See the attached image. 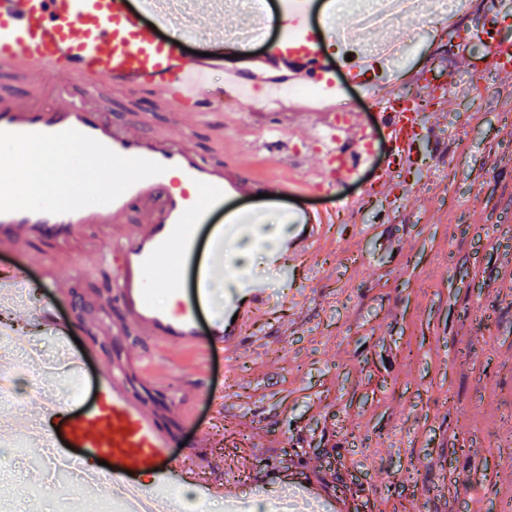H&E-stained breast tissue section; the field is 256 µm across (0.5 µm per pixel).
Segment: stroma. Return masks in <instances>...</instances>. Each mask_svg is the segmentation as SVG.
Segmentation results:
<instances>
[{
  "label": "stroma",
  "mask_w": 512,
  "mask_h": 512,
  "mask_svg": "<svg viewBox=\"0 0 512 512\" xmlns=\"http://www.w3.org/2000/svg\"><path fill=\"white\" fill-rule=\"evenodd\" d=\"M328 17L333 27H325ZM491 17L512 40V0H466L448 22L428 13L400 21L388 37L404 44L402 59L361 76L332 43L351 13L323 0H311L305 17L325 37L313 59L279 53L282 23L249 45L216 48L224 66L212 70L203 100L227 67L296 85L320 74L334 82L337 105L360 113L373 133L357 178L300 193L318 151L295 137L280 147L265 136L267 124L292 118L262 114L247 134L231 102L199 125L185 115L198 151L230 155L252 177L296 184L288 197H244L240 208L265 209L269 224L288 209L327 218L291 278L255 255L249 273L269 282L274 304L245 326L233 357L217 350L204 361L166 345L145 369L143 344L114 336L118 311L101 301L113 271L100 259V235L64 249L38 242L0 251V275L24 268L30 287L44 266L54 267L71 288L56 313L77 327L86 375L122 367L133 393L173 432L172 453L186 471L195 466L188 450L205 433L224 494L199 512L298 490L339 512H501L512 499V81L473 36ZM419 85L429 91L424 125L409 162L397 166L372 102L384 87ZM91 107L106 119L134 122L150 112L166 122L152 93L130 95L107 82ZM388 168L393 181L379 185ZM17 294L0 288V327L41 359L59 343ZM37 441L26 433L18 452H6L13 480H0V512L7 496L24 499L26 512H91L105 499L101 488L29 492Z\"/></svg>",
  "instance_id": "35a3bbf8"
}]
</instances>
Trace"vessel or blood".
Listing matches in <instances>:
<instances>
[{"mask_svg": "<svg viewBox=\"0 0 512 512\" xmlns=\"http://www.w3.org/2000/svg\"><path fill=\"white\" fill-rule=\"evenodd\" d=\"M167 19L154 0H0V66L48 74L61 89L56 106L44 111L29 96L0 98V247L20 249L45 238L66 243L95 229L106 235L101 253L114 272L112 300L123 311L126 330L148 347L167 344L199 349L209 355L232 352L246 326L266 313L272 303L262 283L244 281L247 302L219 297L217 287L228 274L231 240L252 235L263 222L262 212L232 209L233 200L254 195L255 180L236 165L219 163L189 146V128L173 122L167 130L147 122L130 124L98 119L86 106L85 94L73 91L76 80L92 79L137 91H152L165 110H191L202 115L200 89L212 69L205 57L189 55L162 35ZM495 21L476 32L495 61L497 72L512 75V42L499 40ZM317 34L287 28L280 49L287 54L313 55ZM243 75L224 72L222 100L241 102ZM299 112L312 131L330 125L331 114L310 107L297 110L281 100L276 112ZM391 151L404 156L420 125L418 112H383ZM32 143L63 146L71 151L68 167L74 186H81L89 166L109 161L121 167L122 178L98 205L85 206L77 197L19 199L14 178L21 168L20 152ZM323 158L309 183L335 189L354 177L356 155L336 157L323 145ZM220 223H213V216ZM290 223L302 225L289 255L309 253L321 237L325 219L312 212H293ZM208 227L207 260L195 271L201 288H178L174 305L152 300L161 285L154 270L172 246L193 258L201 227ZM208 308L209 331H202L201 308ZM234 322H227V315ZM92 403L74 400L66 406L41 404L45 414L58 417L59 430L50 435L44 460L87 467L91 458L102 467L88 469L93 479L126 491L138 490L137 478L153 479V512H171L167 492L181 481L169 457L171 432L130 390L119 370L99 372L90 382ZM195 482L201 495L214 491L212 468L197 454Z\"/></svg>", "mask_w": 512, "mask_h": 512, "instance_id": "1", "label": "vessel or blood"}]
</instances>
